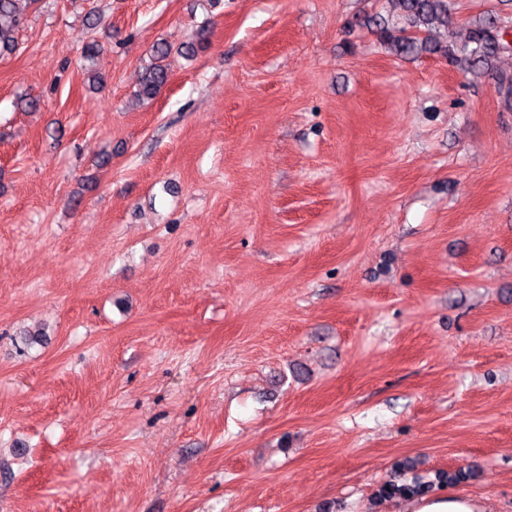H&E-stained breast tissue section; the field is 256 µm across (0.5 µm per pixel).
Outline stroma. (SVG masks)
Segmentation results:
<instances>
[{
	"instance_id": "35a3bbf8",
	"label": "stroma",
	"mask_w": 512,
	"mask_h": 512,
	"mask_svg": "<svg viewBox=\"0 0 512 512\" xmlns=\"http://www.w3.org/2000/svg\"><path fill=\"white\" fill-rule=\"evenodd\" d=\"M454 3L438 41L512 19ZM389 13L27 9L0 58V512H408L371 501L400 464L512 512V54L400 58ZM163 39L170 81L132 104Z\"/></svg>"
}]
</instances>
